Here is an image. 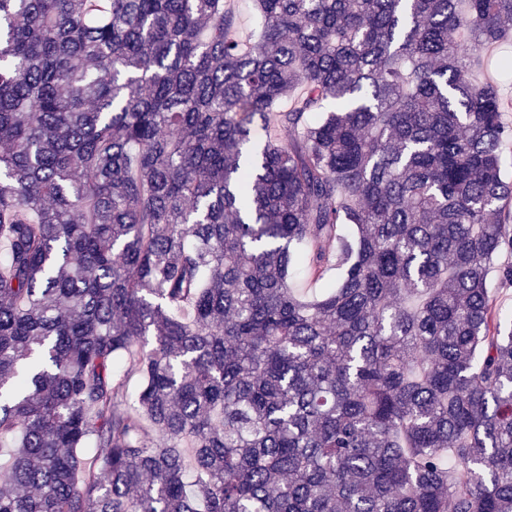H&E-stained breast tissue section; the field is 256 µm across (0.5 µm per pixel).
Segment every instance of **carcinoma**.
<instances>
[{
	"label": "carcinoma",
	"mask_w": 512,
	"mask_h": 512,
	"mask_svg": "<svg viewBox=\"0 0 512 512\" xmlns=\"http://www.w3.org/2000/svg\"><path fill=\"white\" fill-rule=\"evenodd\" d=\"M253 2L0 0V512H512V0Z\"/></svg>",
	"instance_id": "carcinoma-1"
}]
</instances>
